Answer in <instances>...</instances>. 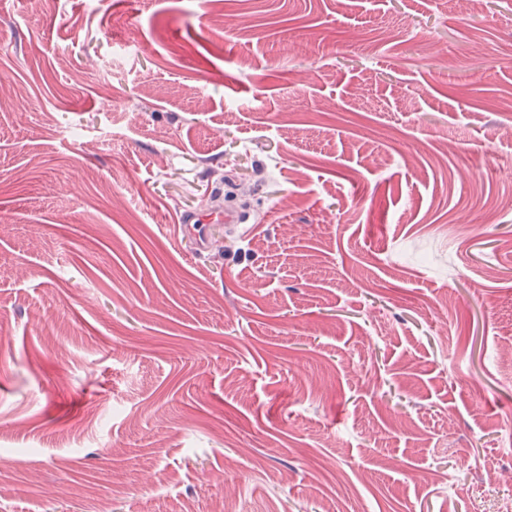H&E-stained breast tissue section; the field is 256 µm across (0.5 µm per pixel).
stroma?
<instances>
[{
    "mask_svg": "<svg viewBox=\"0 0 512 512\" xmlns=\"http://www.w3.org/2000/svg\"><path fill=\"white\" fill-rule=\"evenodd\" d=\"M511 39L512 0H0V512L512 501ZM241 220L242 215L238 211L232 208H224V210H219L215 213H209L207 215H186L183 218V223L186 224L185 228L189 235L195 239L198 252L203 253L207 244V224H242Z\"/></svg>",
    "mask_w": 512,
    "mask_h": 512,
    "instance_id": "35a3bbf8",
    "label": "stroma"
}]
</instances>
